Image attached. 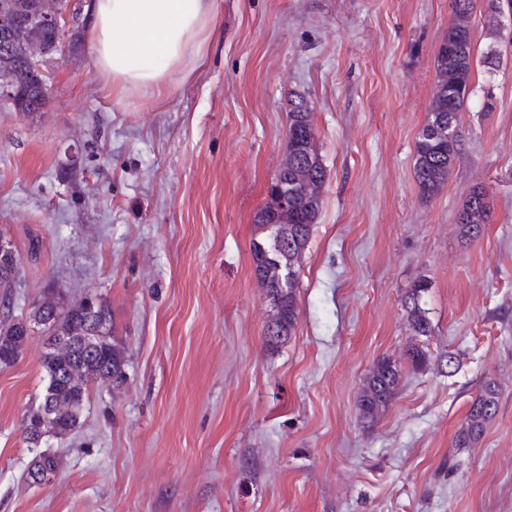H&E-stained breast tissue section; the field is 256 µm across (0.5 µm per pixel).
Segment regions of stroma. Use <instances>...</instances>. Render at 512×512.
Returning <instances> with one entry per match:
<instances>
[{"mask_svg":"<svg viewBox=\"0 0 512 512\" xmlns=\"http://www.w3.org/2000/svg\"><path fill=\"white\" fill-rule=\"evenodd\" d=\"M451 19V0H217L222 38L163 98L113 96L79 37L49 59L40 112L0 101V236L24 254L12 315L49 286L95 292L128 350L126 385L93 388L81 427L37 450L21 420L46 383L42 335L0 364V512H512V16L471 18L465 146L426 199L414 144ZM297 94L327 179L300 317L273 348L251 241ZM477 185L490 220L468 242L456 215ZM421 279L426 337L402 305ZM381 357L402 379L367 426ZM487 381L498 412L456 447ZM41 449L60 465L34 486Z\"/></svg>","mask_w":512,"mask_h":512,"instance_id":"1","label":"stroma"}]
</instances>
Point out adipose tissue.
Masks as SVG:
<instances>
[{"mask_svg": "<svg viewBox=\"0 0 512 512\" xmlns=\"http://www.w3.org/2000/svg\"><path fill=\"white\" fill-rule=\"evenodd\" d=\"M86 43L113 95H160L187 77L217 34L216 0H90Z\"/></svg>", "mask_w": 512, "mask_h": 512, "instance_id": "adipose-tissue-1", "label": "adipose tissue"}]
</instances>
